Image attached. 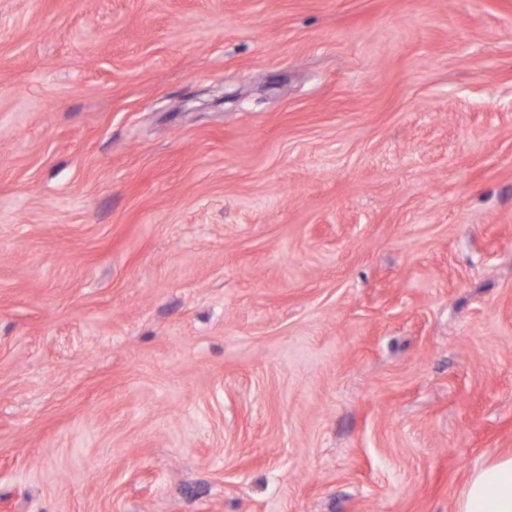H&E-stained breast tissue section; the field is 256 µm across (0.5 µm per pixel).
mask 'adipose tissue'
Here are the masks:
<instances>
[{
    "mask_svg": "<svg viewBox=\"0 0 512 512\" xmlns=\"http://www.w3.org/2000/svg\"><path fill=\"white\" fill-rule=\"evenodd\" d=\"M456 512H512V455L498 457L472 473Z\"/></svg>",
    "mask_w": 512,
    "mask_h": 512,
    "instance_id": "ef3b65f1",
    "label": "adipose tissue"
}]
</instances>
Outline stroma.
<instances>
[{"instance_id":"35a3bbf8","label":"stroma","mask_w":512,"mask_h":512,"mask_svg":"<svg viewBox=\"0 0 512 512\" xmlns=\"http://www.w3.org/2000/svg\"><path fill=\"white\" fill-rule=\"evenodd\" d=\"M512 454V0H0V506L454 512Z\"/></svg>"}]
</instances>
